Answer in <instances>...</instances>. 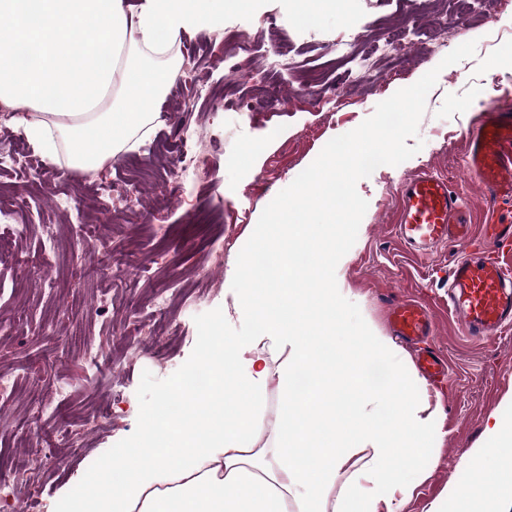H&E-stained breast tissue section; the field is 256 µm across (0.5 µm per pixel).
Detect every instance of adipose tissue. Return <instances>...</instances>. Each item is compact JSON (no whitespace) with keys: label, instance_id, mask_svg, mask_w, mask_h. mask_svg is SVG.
Listing matches in <instances>:
<instances>
[{"label":"adipose tissue","instance_id":"ef3b65f1","mask_svg":"<svg viewBox=\"0 0 512 512\" xmlns=\"http://www.w3.org/2000/svg\"><path fill=\"white\" fill-rule=\"evenodd\" d=\"M256 0H0V104L34 150L62 170L98 172L154 130L156 102L177 76L186 32L224 25V7ZM316 247L298 267L291 243ZM272 266L242 261L233 313L253 326L208 348L207 387L182 394L169 420L145 412L140 447L107 468L63 512H399L433 457L439 406L414 395L398 344L371 328L337 341L336 261L312 225L286 224L265 248ZM375 355L397 367L365 383ZM280 398L266 426L270 394ZM166 430L164 445L155 435ZM500 444L462 461H490L493 483L451 487L457 512H512V420L493 419Z\"/></svg>","mask_w":512,"mask_h":512}]
</instances>
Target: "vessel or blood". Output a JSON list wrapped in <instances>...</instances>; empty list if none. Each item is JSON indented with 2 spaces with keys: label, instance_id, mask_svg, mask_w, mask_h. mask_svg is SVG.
I'll return each mask as SVG.
<instances>
[{
  "label": "vessel or blood",
  "instance_id": "b4317fda",
  "mask_svg": "<svg viewBox=\"0 0 512 512\" xmlns=\"http://www.w3.org/2000/svg\"><path fill=\"white\" fill-rule=\"evenodd\" d=\"M466 165L484 199L478 221L447 178L422 171L401 179L395 222L400 240L419 255L462 247L448 273V313L464 335L492 338L512 328V96L492 99L468 129ZM387 322L416 345L418 370L445 384L448 361L427 344L434 332L428 308L395 301Z\"/></svg>",
  "mask_w": 512,
  "mask_h": 512
}]
</instances>
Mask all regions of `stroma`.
<instances>
[{
	"instance_id": "stroma-1",
	"label": "stroma",
	"mask_w": 512,
	"mask_h": 512,
	"mask_svg": "<svg viewBox=\"0 0 512 512\" xmlns=\"http://www.w3.org/2000/svg\"><path fill=\"white\" fill-rule=\"evenodd\" d=\"M316 15L309 28L300 12ZM412 24L420 34L404 49H389L394 27ZM251 28V63L265 84L239 85L240 97H257L253 111L239 112L224 99L229 78L219 59L226 32ZM359 37L367 68L339 59L336 43ZM512 37V12L479 4L467 24L437 45L418 0H262L257 11L226 8L224 28L183 34L184 70L159 99L164 119L140 150L122 155L94 174L56 173L36 165L37 154L12 122L0 121V210L29 232L20 241L0 234V377L10 380L0 399V483L10 487L7 512H49L50 506L84 489L114 458L137 447L142 414L169 393L171 384L197 365L209 328L220 335L249 331L247 320L224 322L240 288L230 269L264 208L308 167L334 137L358 127L397 85L414 84L431 69L440 74L426 100L417 152L405 162L376 168L357 184L368 202L353 247L337 272L347 293L336 302L345 329L366 323L388 334L390 302L412 298L428 306L435 325L431 341L446 356L448 383L434 388L405 349L414 394L428 396L442 414L432 429L437 454L424 461L429 475L403 512H454L449 487L466 471L460 461L477 446L495 445L491 416L512 419V329L493 339L464 336L448 316V270L459 250L440 246L410 254L395 233L397 187L405 175L430 171L480 211L481 198L465 167L466 130L481 101L512 80V57L497 40ZM476 41L475 57L441 67L450 47ZM288 50L290 66L267 70L274 48ZM402 74L394 82L393 74ZM200 133L216 141L209 175L177 199L162 196L179 170V157ZM135 182L140 193L114 202L112 187ZM224 259L208 279L198 272L214 242ZM170 297L163 335V366L132 357L124 324L155 325L154 303ZM103 345L111 370H93L89 344ZM58 431L59 461L49 464L42 429ZM31 468L22 479L14 470Z\"/></svg>"
}]
</instances>
